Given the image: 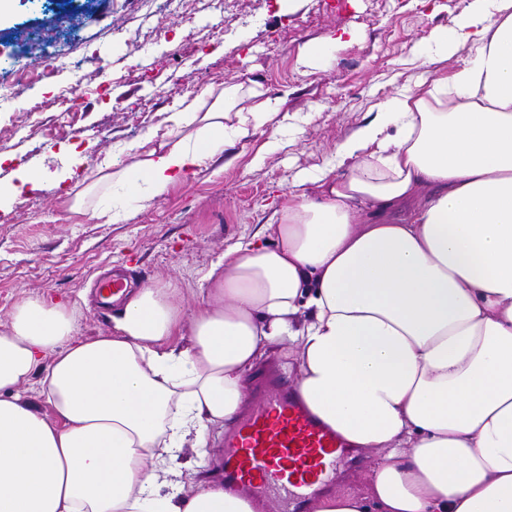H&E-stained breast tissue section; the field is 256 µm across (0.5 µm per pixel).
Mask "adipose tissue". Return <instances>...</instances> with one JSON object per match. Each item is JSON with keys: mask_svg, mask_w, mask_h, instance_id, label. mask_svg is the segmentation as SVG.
Listing matches in <instances>:
<instances>
[{"mask_svg": "<svg viewBox=\"0 0 512 512\" xmlns=\"http://www.w3.org/2000/svg\"><path fill=\"white\" fill-rule=\"evenodd\" d=\"M451 75L375 108L262 232L184 306L157 281L111 332L36 297L0 331V512H260L174 465L210 455L274 343L296 387L351 447L376 456L362 491L312 512H512V0H472L417 53ZM255 85L208 112L182 101L172 140L103 174L94 219L126 220L282 112ZM50 405L42 412L33 402Z\"/></svg>", "mask_w": 512, "mask_h": 512, "instance_id": "obj_1", "label": "adipose tissue"}]
</instances>
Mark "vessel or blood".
Wrapping results in <instances>:
<instances>
[{
  "label": "vessel or blood",
  "instance_id": "b4317fda",
  "mask_svg": "<svg viewBox=\"0 0 512 512\" xmlns=\"http://www.w3.org/2000/svg\"><path fill=\"white\" fill-rule=\"evenodd\" d=\"M344 440L319 420L280 372L257 375V396L225 432V483L270 512H302L330 482Z\"/></svg>",
  "mask_w": 512,
  "mask_h": 512
}]
</instances>
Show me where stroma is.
<instances>
[{
  "mask_svg": "<svg viewBox=\"0 0 512 512\" xmlns=\"http://www.w3.org/2000/svg\"><path fill=\"white\" fill-rule=\"evenodd\" d=\"M471 0H14L0 16V330L16 301L41 295L79 307L78 333L112 329L98 289L114 270L130 287L174 280L194 309L226 247L251 240L308 172L331 163L337 146L427 67L413 55ZM77 24L54 75L19 70L12 59L33 36ZM324 62H305L308 43L332 31ZM261 85L286 97L291 129L283 149L253 160L277 122L253 131L170 186L121 223L73 211L75 193L102 168L132 163L120 143L168 141L178 102L209 109L220 90ZM39 113L30 114L28 101ZM70 135L55 136L57 125ZM40 172L38 188L13 192L19 169ZM72 178L56 186L59 172Z\"/></svg>",
  "mask_w": 512,
  "mask_h": 512,
  "instance_id": "stroma-1",
  "label": "stroma"
}]
</instances>
